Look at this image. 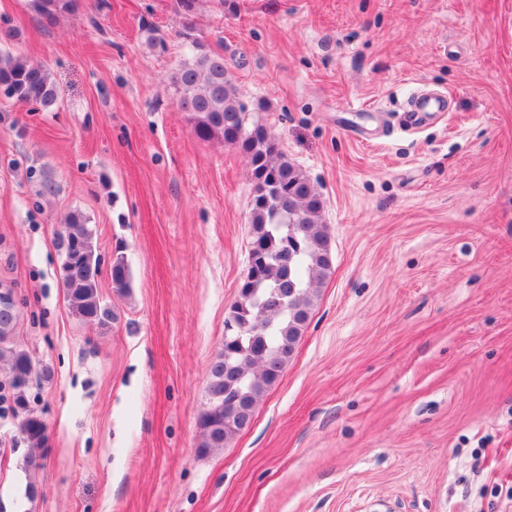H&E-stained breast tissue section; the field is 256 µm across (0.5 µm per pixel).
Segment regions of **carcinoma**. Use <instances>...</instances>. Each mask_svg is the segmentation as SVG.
<instances>
[{"mask_svg":"<svg viewBox=\"0 0 512 512\" xmlns=\"http://www.w3.org/2000/svg\"><path fill=\"white\" fill-rule=\"evenodd\" d=\"M31 11L45 25L78 9V0H29ZM193 61L176 70L178 107L192 114L194 132L204 141L221 140L243 154L253 196L249 222L248 267L231 307V328L221 350L207 368L206 400L197 416L198 452L224 450L249 423L235 416L237 408L255 409L280 379L305 332L317 289L333 273L334 244L326 225L318 223L321 194L293 165L266 127L249 123L237 85L224 57L211 52L188 27L183 33ZM21 104L55 105L58 94L49 71L9 53H0V91ZM57 233L62 288L73 313L88 325L106 326L112 309L99 293L102 276L95 234L82 217L72 214ZM112 289L130 288V272L120 256L110 268ZM19 309L0 301V362L11 391L13 410L24 423L23 439L31 448L47 445L40 416L28 409L33 364L29 353L14 345Z\"/></svg>","mask_w":512,"mask_h":512,"instance_id":"cac0c4a2","label":"carcinoma"}]
</instances>
